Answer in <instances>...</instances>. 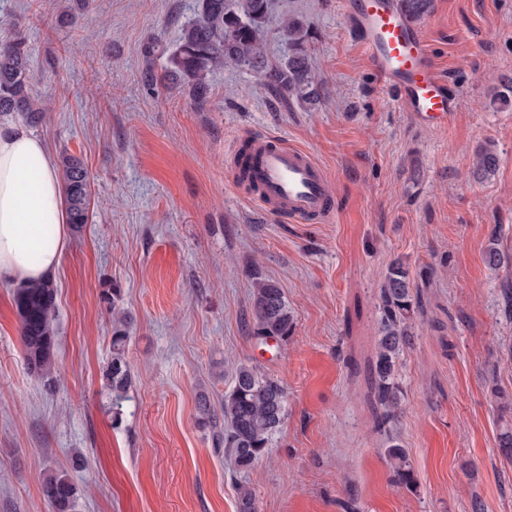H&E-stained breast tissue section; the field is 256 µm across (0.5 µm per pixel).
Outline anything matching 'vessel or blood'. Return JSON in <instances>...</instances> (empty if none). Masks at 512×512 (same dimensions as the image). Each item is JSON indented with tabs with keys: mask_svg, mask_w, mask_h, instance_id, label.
<instances>
[{
	"mask_svg": "<svg viewBox=\"0 0 512 512\" xmlns=\"http://www.w3.org/2000/svg\"><path fill=\"white\" fill-rule=\"evenodd\" d=\"M341 7L371 70L399 103L424 124H447L458 99L400 0H342ZM248 143L252 197L260 206L298 223H333L331 178L308 151L276 138L252 136Z\"/></svg>",
	"mask_w": 512,
	"mask_h": 512,
	"instance_id": "1",
	"label": "vessel or blood"
}]
</instances>
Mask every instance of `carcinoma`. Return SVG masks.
Returning <instances> with one entry per match:
<instances>
[{
  "label": "carcinoma",
  "instance_id": "cac0c4a2",
  "mask_svg": "<svg viewBox=\"0 0 512 512\" xmlns=\"http://www.w3.org/2000/svg\"><path fill=\"white\" fill-rule=\"evenodd\" d=\"M270 0H197L195 16L181 25L175 47L166 49L149 41L144 56L149 66L144 79L149 85L159 82L178 86L195 99L203 98L211 73L234 66L257 73L276 95L295 98L314 106L321 94L312 74L309 48L315 32L306 20L288 17L283 35L290 52L279 63L266 52L264 29ZM166 56L165 69L156 74L150 66L156 54ZM20 112L33 120L43 112L40 99L32 94L28 44L25 35L15 30L0 40V117ZM498 155L489 146L478 157L476 173L486 178L496 171ZM60 168L70 223L79 229L89 223L91 182L88 169L75 155L60 154ZM254 333L267 338L288 337L294 315L283 290L269 279L253 284ZM57 288L52 279L37 285H21L13 292V304L20 324V342L30 372L44 385L54 383L53 371L57 345L55 327ZM382 327L377 344L375 381L377 399L394 416L401 409V388L397 365L414 338L412 321L415 307L408 270L402 262L392 263L382 288ZM129 340L126 319L112 323V359L103 377L105 388L117 406L132 384L125 357ZM224 419V450L232 469L249 471L267 452L286 416V397L280 382L262 377L246 364L235 368L232 383L221 403ZM386 455L398 479H411L406 450L398 444L386 449ZM42 491L51 512H76L77 491L64 471L52 472L42 479ZM238 512H257L256 498L247 485H238Z\"/></svg>",
  "mask_w": 512,
  "mask_h": 512
}]
</instances>
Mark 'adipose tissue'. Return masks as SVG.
<instances>
[{
	"label": "adipose tissue",
	"mask_w": 512,
	"mask_h": 512,
	"mask_svg": "<svg viewBox=\"0 0 512 512\" xmlns=\"http://www.w3.org/2000/svg\"><path fill=\"white\" fill-rule=\"evenodd\" d=\"M69 219L46 142L17 122H0V282L45 280L61 264Z\"/></svg>",
	"instance_id": "obj_1"
}]
</instances>
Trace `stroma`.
Masks as SVG:
<instances>
[{"label":"stroma","instance_id":"1","mask_svg":"<svg viewBox=\"0 0 512 512\" xmlns=\"http://www.w3.org/2000/svg\"><path fill=\"white\" fill-rule=\"evenodd\" d=\"M196 0H0L28 37L33 124L92 179V220L70 231L57 288L53 387L30 373L11 285L0 283V512H51L45 472H67L77 512H512V0H432L420 17L459 99L440 128L419 123L373 74L339 0H271L266 52L288 55L284 18L315 32L321 102L281 101L224 67L202 101L147 86L143 45L173 48ZM309 151L333 181L331 224L264 211L234 185L238 139ZM499 158L485 180L477 152ZM402 260L419 303L400 359L402 414L383 421L373 364L381 293ZM283 288L287 339H256L253 283ZM119 286L116 307L102 295ZM131 318L132 385L112 420L103 371L112 320ZM278 379L287 416L268 453L232 471L199 396L220 406L236 364ZM405 448L413 480L385 451Z\"/></svg>","mask_w":512,"mask_h":512}]
</instances>
